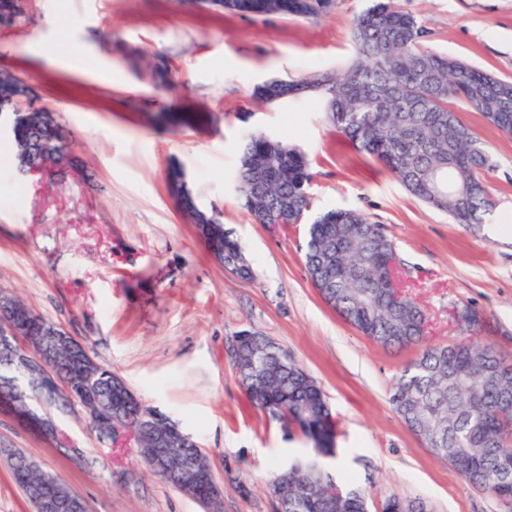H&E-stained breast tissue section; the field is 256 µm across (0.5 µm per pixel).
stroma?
I'll list each match as a JSON object with an SVG mask.
<instances>
[{
  "label": "stroma",
  "instance_id": "1",
  "mask_svg": "<svg viewBox=\"0 0 512 512\" xmlns=\"http://www.w3.org/2000/svg\"><path fill=\"white\" fill-rule=\"evenodd\" d=\"M421 19L428 49L512 81V0H393ZM370 0H335L306 20L204 10L189 0H26L0 27V71L23 79L31 104L58 113L68 157L56 171L22 177L0 145V290L63 327L165 413L205 452L221 497L212 508L151 475L135 449L118 457L99 442L78 404L57 412L62 452L0 414V512H32L9 467L30 456L85 500L88 512H274L267 484L306 439L269 419L243 391L228 355L250 331L287 349L320 383L337 424L328 464L338 484L361 491L369 512L386 497L420 498L429 512H512V500L469 486L402 422L390 401L419 351L384 349L329 308L311 283L305 227L256 223L234 174L247 134L303 151L314 211L355 209L384 226L402 278L428 317L429 342L462 333L455 309L484 320L479 336L512 357V134L457 106L495 167L480 177L495 203L479 230L413 199L373 156L330 124L314 97L268 103L263 81L298 79L351 62L350 30ZM102 60L113 78L74 74L58 52ZM165 60L170 89L151 68ZM204 111L172 131L162 112ZM181 163L204 207L244 246L254 275L225 269L177 208L166 182Z\"/></svg>",
  "mask_w": 512,
  "mask_h": 512
}]
</instances>
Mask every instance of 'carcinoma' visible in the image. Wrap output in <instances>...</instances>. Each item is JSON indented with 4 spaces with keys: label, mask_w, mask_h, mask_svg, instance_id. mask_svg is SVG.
I'll list each match as a JSON object with an SVG mask.
<instances>
[{
    "label": "carcinoma",
    "mask_w": 512,
    "mask_h": 512,
    "mask_svg": "<svg viewBox=\"0 0 512 512\" xmlns=\"http://www.w3.org/2000/svg\"><path fill=\"white\" fill-rule=\"evenodd\" d=\"M320 0H212V8L242 15H291L317 19ZM425 30L391 0H375L352 25L355 58L341 71L316 70L299 79L317 82L311 94L324 105L329 122L358 149L377 158L417 200L457 224L485 222L493 203L479 179L494 163L477 134L448 107L455 99L483 114L489 124L512 133V82L500 80L461 60L422 45ZM29 88L17 76L0 74V114L10 117L12 163L22 173L23 150L42 152L61 137L56 118L18 107ZM241 204L259 224L273 207L288 218L310 209L312 175L303 153L261 133L244 142L237 167ZM170 191L188 216H209L199 237L224 258L253 270L242 245L224 230L221 214L207 210L177 162L167 169ZM397 263L395 246L384 228L352 209H329L308 224L305 264L317 290L327 285L334 309L347 323L383 348L417 347L392 385L390 403L405 425L436 457L448 462L473 488L512 499V364L475 340L480 330L465 324L469 339L431 344L425 340V315L410 297L392 299L389 270ZM234 365L246 394L270 417L288 407L311 444L288 471L270 480L283 512H367L355 489H330L337 482L324 459L334 455L336 424L315 378L286 349L258 332L238 345ZM19 366L0 355V388H17ZM36 464L17 453L10 469L15 484L40 512L31 495Z\"/></svg>",
    "instance_id": "carcinoma-1"
}]
</instances>
